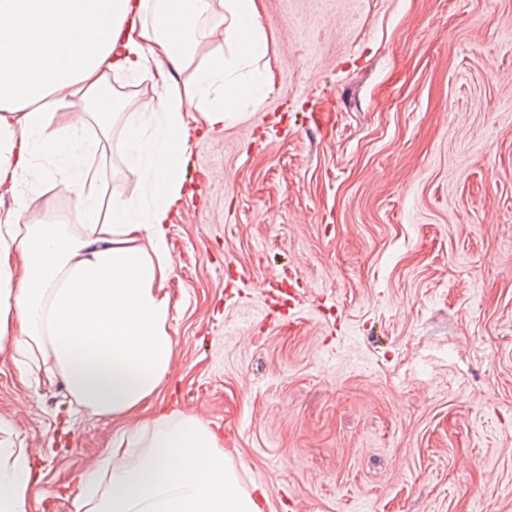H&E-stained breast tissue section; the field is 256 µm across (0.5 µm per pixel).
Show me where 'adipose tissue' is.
<instances>
[{"instance_id": "ef3b65f1", "label": "adipose tissue", "mask_w": 512, "mask_h": 512, "mask_svg": "<svg viewBox=\"0 0 512 512\" xmlns=\"http://www.w3.org/2000/svg\"><path fill=\"white\" fill-rule=\"evenodd\" d=\"M2 16L0 187L17 209L0 219V357L45 370L79 408L120 424L77 476L74 512H262L217 432L159 398L174 354L161 290L175 271L167 236L186 196L188 115L218 134L269 93L252 69L267 48L257 0H0ZM111 76L157 92L121 137L142 193L106 207L93 160L110 125L93 105ZM49 180L72 198L71 223H21ZM145 406L150 417L134 419ZM12 432L0 420V512H28L38 476Z\"/></svg>"}]
</instances>
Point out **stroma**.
<instances>
[{
  "mask_svg": "<svg viewBox=\"0 0 512 512\" xmlns=\"http://www.w3.org/2000/svg\"><path fill=\"white\" fill-rule=\"evenodd\" d=\"M257 2L272 90L185 162L162 394L264 512H512V0ZM0 420L73 512L111 418L0 358Z\"/></svg>",
  "mask_w": 512,
  "mask_h": 512,
  "instance_id": "obj_1",
  "label": "stroma"
}]
</instances>
